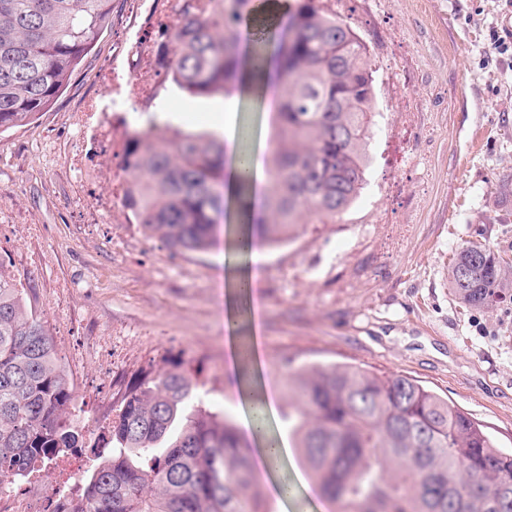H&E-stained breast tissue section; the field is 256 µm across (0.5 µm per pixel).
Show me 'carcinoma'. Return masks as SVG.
Listing matches in <instances>:
<instances>
[{
  "instance_id": "carcinoma-1",
  "label": "carcinoma",
  "mask_w": 512,
  "mask_h": 512,
  "mask_svg": "<svg viewBox=\"0 0 512 512\" xmlns=\"http://www.w3.org/2000/svg\"><path fill=\"white\" fill-rule=\"evenodd\" d=\"M214 0L207 16L185 0L169 80L190 96L224 97L273 82L265 215L259 240L277 246L312 215L329 220L360 196L378 115L374 70L355 29L319 0ZM112 12V0H0V133L23 125L63 91ZM273 71H268V63ZM235 205L250 199L248 146ZM130 199L143 231L175 252H205L226 211L224 133L167 121L132 138ZM462 302L512 303V267L476 244L448 271ZM0 261V478L41 471L79 448L73 401L52 340ZM280 403L301 464L328 512H512V453L418 380L363 365H303ZM108 456L76 488L79 512H274L254 476L241 428L210 410L198 377L178 365L129 387L105 440Z\"/></svg>"
}]
</instances>
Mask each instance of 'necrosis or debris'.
<instances>
[{"instance_id":"4bbe7bcc","label":"necrosis or debris","mask_w":512,"mask_h":512,"mask_svg":"<svg viewBox=\"0 0 512 512\" xmlns=\"http://www.w3.org/2000/svg\"><path fill=\"white\" fill-rule=\"evenodd\" d=\"M125 15L111 59L98 72L101 91L69 116L76 141L60 156L73 180L77 203L100 224L133 221L134 185L123 169L125 148L150 129L161 111V92L172 64L171 35L182 0H124ZM80 457L51 456L41 473L0 492V512H71L66 488Z\"/></svg>"}]
</instances>
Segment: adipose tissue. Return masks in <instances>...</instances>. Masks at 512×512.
I'll use <instances>...</instances> for the list:
<instances>
[{
	"label": "adipose tissue",
	"mask_w": 512,
	"mask_h": 512,
	"mask_svg": "<svg viewBox=\"0 0 512 512\" xmlns=\"http://www.w3.org/2000/svg\"><path fill=\"white\" fill-rule=\"evenodd\" d=\"M264 262L265 254L261 244L243 249L238 243L225 241V326L232 332L237 329L241 319H249L252 326L251 360L253 368L256 369L262 365L258 290ZM239 399L245 407L242 431L255 445L254 467L261 476H268L279 469L290 452L288 441L272 430V422L277 412V398L274 393L263 391L262 409L258 412L253 409L252 389L240 387Z\"/></svg>",
	"instance_id": "obj_1"
}]
</instances>
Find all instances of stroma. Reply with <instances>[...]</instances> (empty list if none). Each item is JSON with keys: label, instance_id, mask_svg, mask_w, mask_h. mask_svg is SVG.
I'll list each match as a JSON object with an SVG mask.
<instances>
[{"label": "stroma", "instance_id": "1", "mask_svg": "<svg viewBox=\"0 0 512 512\" xmlns=\"http://www.w3.org/2000/svg\"><path fill=\"white\" fill-rule=\"evenodd\" d=\"M374 62L382 117L368 184L326 224H305L266 249L259 298L267 387L302 365L354 363L421 380L512 452V305L462 303L448 283L453 253L480 244L512 263V0H338ZM105 25L63 93L0 134V255L48 330L75 398L80 437L106 435L137 377L173 364L198 372L211 410L241 418L224 370L223 246L172 252L136 224H96L48 158L71 142L68 112L97 89L112 54ZM166 118L191 130L269 138L264 104L240 93H174Z\"/></svg>", "mask_w": 512, "mask_h": 512}]
</instances>
